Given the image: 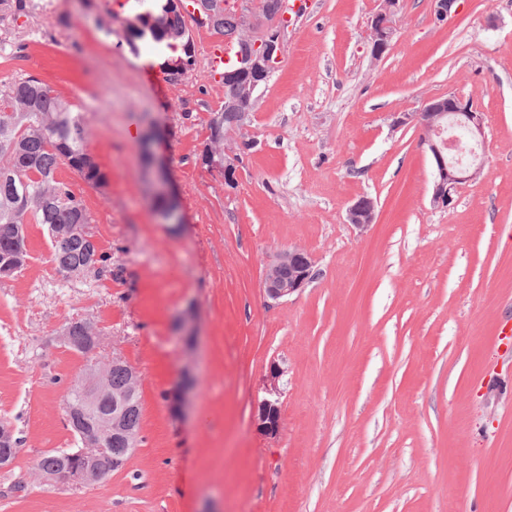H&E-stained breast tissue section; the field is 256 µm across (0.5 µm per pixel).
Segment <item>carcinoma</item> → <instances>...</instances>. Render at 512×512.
I'll return each mask as SVG.
<instances>
[{
    "instance_id": "carcinoma-1",
    "label": "carcinoma",
    "mask_w": 512,
    "mask_h": 512,
    "mask_svg": "<svg viewBox=\"0 0 512 512\" xmlns=\"http://www.w3.org/2000/svg\"><path fill=\"white\" fill-rule=\"evenodd\" d=\"M136 2L141 28L133 32L134 38L169 51L165 65L190 58L185 50L189 41L186 19L172 0ZM89 137L81 113L41 79L29 75L0 86V278L11 277L25 266L26 228L32 223L47 225L52 262L66 276H77L108 260L104 253L92 260L96 247L84 232L91 216L83 199L57 178L58 170L66 166L97 189L107 186L106 174L88 150ZM70 325L72 349L90 353L80 347L88 336L87 324L77 320ZM129 387L128 369L113 365L111 397L104 405L127 394ZM122 426L140 432L137 403L127 407Z\"/></svg>"
}]
</instances>
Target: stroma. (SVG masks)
I'll return each mask as SVG.
<instances>
[{"label": "stroma", "mask_w": 512, "mask_h": 512, "mask_svg": "<svg viewBox=\"0 0 512 512\" xmlns=\"http://www.w3.org/2000/svg\"><path fill=\"white\" fill-rule=\"evenodd\" d=\"M0 0V81L33 75L82 112L105 190L69 168L87 232L108 267L67 277L46 226L27 228V265L0 280V421L21 438L0 469V512H512V0H461L438 22L404 0L373 60L379 0H309L260 91L255 139L233 192L199 162L224 86L207 68L218 35L193 28L196 60L171 83L144 42L129 45L114 0ZM456 92L484 114L480 176L431 204L421 129L397 112ZM173 184L182 226L161 223L139 155L144 131ZM368 196L376 222L346 209ZM305 249L313 280L275 303L268 262ZM192 311L196 346L174 323ZM102 329L100 359L141 376V442L96 486L35 477L68 449L71 381L87 358L60 334ZM282 428L253 410L271 364ZM196 384L174 416L167 392ZM375 210L376 205L372 199L365 203L362 198H358L347 208V222L359 230H366L375 222Z\"/></svg>", "instance_id": "obj_1"}]
</instances>
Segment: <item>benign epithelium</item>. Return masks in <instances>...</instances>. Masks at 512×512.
Masks as SVG:
<instances>
[{
    "label": "benign epithelium",
    "instance_id": "benign-epithelium-1",
    "mask_svg": "<svg viewBox=\"0 0 512 512\" xmlns=\"http://www.w3.org/2000/svg\"><path fill=\"white\" fill-rule=\"evenodd\" d=\"M213 8L207 10L198 4L186 5L183 0H174L178 10L192 14L200 27L213 29L220 15L235 12L237 16V50L231 66L224 71V79L238 86V95L224 99L223 112H232L239 127L250 122L259 99L258 92L266 84L270 75L284 55L288 36V9L285 0H243L237 10H232L230 0H211ZM401 8V0H380V8L372 15L367 39L371 57L382 59L391 47L395 35L394 17ZM450 120L467 128L469 137L476 143L483 141L484 116L470 101L450 92L448 95L431 98L419 112H397L393 124L397 127L418 126L423 131L421 145L430 152L433 160L432 203L446 207L453 201V195L460 185L477 179L482 170V162L460 166L453 156L462 151V144L452 138L440 137L444 124ZM256 146L254 140L232 142L224 139V151L203 149L200 155L202 165L224 176V186L233 190L237 186V173L242 156ZM152 196H162L168 200V211L160 214L163 221L182 223L177 203L172 195L162 169H157L156 184ZM374 201L364 202L358 198L347 208V222L359 230H366L375 222ZM313 279L312 260L309 253L294 247L279 253L266 266L263 290L267 299L278 302L302 290ZM284 369L274 363L269 371V397L257 404L254 412L256 429L264 436L274 438L281 429L282 414L279 404V381ZM107 369L93 366L85 373L81 405L67 408L68 416L97 415L94 430L85 434L82 444L74 452L63 453V464L49 472L37 471L44 481H64L76 484H96L110 473L121 470L126 465L125 454H131L138 447L139 436L125 435L126 448L120 453H107L105 443L117 428L123 407L140 392L141 378L136 370H131L132 386L126 397L112 401L107 411L101 404L108 395Z\"/></svg>",
    "mask_w": 512,
    "mask_h": 512
}]
</instances>
